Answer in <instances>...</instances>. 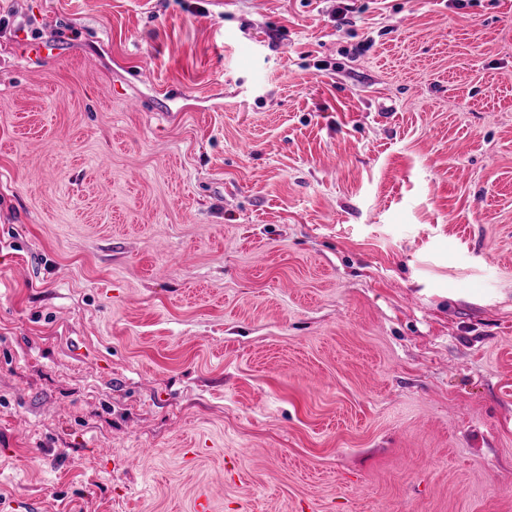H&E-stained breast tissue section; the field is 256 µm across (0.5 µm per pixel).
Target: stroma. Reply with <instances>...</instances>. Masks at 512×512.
<instances>
[{"label": "stroma", "mask_w": 512, "mask_h": 512, "mask_svg": "<svg viewBox=\"0 0 512 512\" xmlns=\"http://www.w3.org/2000/svg\"><path fill=\"white\" fill-rule=\"evenodd\" d=\"M355 6L0 0V512H512V0Z\"/></svg>", "instance_id": "stroma-1"}]
</instances>
